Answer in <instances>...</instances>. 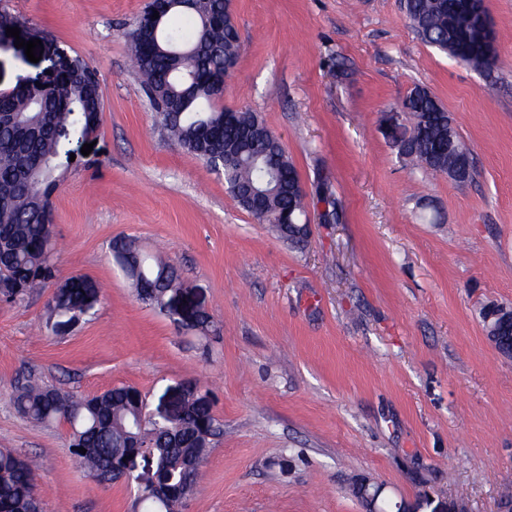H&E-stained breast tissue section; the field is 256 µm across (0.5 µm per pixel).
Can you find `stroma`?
I'll use <instances>...</instances> for the list:
<instances>
[{
  "label": "stroma",
  "instance_id": "obj_1",
  "mask_svg": "<svg viewBox=\"0 0 512 512\" xmlns=\"http://www.w3.org/2000/svg\"><path fill=\"white\" fill-rule=\"evenodd\" d=\"M147 0H0L39 62L0 49V93L45 82L59 56L98 72L94 147L60 154L51 209L56 279L101 289L71 326L54 284L0 302V449L35 460L44 512H132L135 487L88 477L70 426L23 419L28 377L76 395L122 384L149 410L195 382L219 426L185 512H365L423 493L502 512L512 489V358L482 313L512 307V0H487L488 71L426 44L402 0H232L242 51L220 106L260 113L306 194L312 235L258 223L224 178L166 140L127 33ZM447 110L471 153L464 183L400 156L381 129L415 88ZM339 219L325 224L326 200ZM140 240L208 309V333L137 300L110 243Z\"/></svg>",
  "mask_w": 512,
  "mask_h": 512
}]
</instances>
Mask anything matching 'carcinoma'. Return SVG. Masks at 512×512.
<instances>
[{
  "mask_svg": "<svg viewBox=\"0 0 512 512\" xmlns=\"http://www.w3.org/2000/svg\"><path fill=\"white\" fill-rule=\"evenodd\" d=\"M456 0H405L404 8L421 39L448 52V11ZM224 0H193L189 7L166 12L157 31L129 34L132 59L142 87L161 124L188 153L196 156L224 183L235 200L258 222L269 225L289 241L303 242L300 225L306 213L305 194L281 140L249 110H219L212 98L224 63L238 59L241 42L235 21L224 22ZM461 62L477 69L480 47L472 37L460 39ZM415 122L409 141L398 149L435 173L448 171V116L425 89L404 101ZM11 114L0 125V280L17 285L13 292L28 294L45 285L55 272V239L49 187L59 175L33 161H49L63 143L59 128L69 135L96 131L103 102L97 71L79 57L72 71L60 76L45 96L34 101L19 89L0 102ZM114 257L135 287L136 298L166 311L171 294L183 291L174 265L154 259L127 237L111 246ZM100 301V288L90 278L72 276L56 288L51 314L60 318L90 311ZM189 384L183 415L174 423L150 420L135 431L137 442L155 455L172 485L196 484L205 449L191 444L213 437L216 429L209 391ZM18 413L41 424L64 421L71 428V448L78 464L94 476H112V468L128 450L127 433L142 418L139 390L114 387L93 396L63 393L52 385L27 384L14 396ZM84 451H79V448ZM32 464L0 450V512H39Z\"/></svg>",
  "mask_w": 512,
  "mask_h": 512,
  "instance_id": "cac0c4a2",
  "label": "carcinoma"
}]
</instances>
